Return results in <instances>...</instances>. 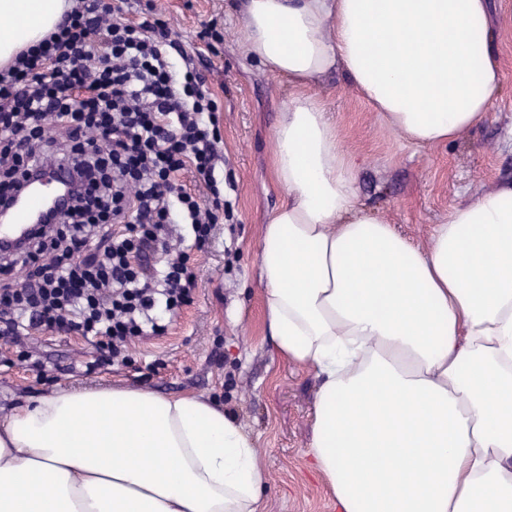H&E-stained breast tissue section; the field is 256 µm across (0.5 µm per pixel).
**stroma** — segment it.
<instances>
[{
	"instance_id": "1",
	"label": "stroma",
	"mask_w": 512,
	"mask_h": 512,
	"mask_svg": "<svg viewBox=\"0 0 512 512\" xmlns=\"http://www.w3.org/2000/svg\"><path fill=\"white\" fill-rule=\"evenodd\" d=\"M148 1L184 48L207 62L202 73L220 109L219 167L233 218L218 225L214 241L201 252L195 301L175 317L167 336L133 342L127 364L103 366L81 337H33L26 342V362L0 363V415L62 389L126 385L163 395L196 393L223 405L255 437L269 476L262 512H336L309 456L319 382L312 371L274 354L256 275L262 224L283 198L273 179L271 144L288 86L242 57L236 0L130 4ZM491 14L503 93L485 121L455 143L407 145L342 76L317 89L345 149L359 162L360 198L420 246L453 204L512 179V0H491ZM207 24L220 40H199Z\"/></svg>"
}]
</instances>
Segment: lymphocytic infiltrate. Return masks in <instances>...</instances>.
Masks as SVG:
<instances>
[{
  "instance_id": "lymphocytic-infiltrate-1",
  "label": "lymphocytic infiltrate",
  "mask_w": 512,
  "mask_h": 512,
  "mask_svg": "<svg viewBox=\"0 0 512 512\" xmlns=\"http://www.w3.org/2000/svg\"><path fill=\"white\" fill-rule=\"evenodd\" d=\"M128 4L81 0L0 70V204L49 157L79 179L63 221L0 251V336L78 335L103 363L166 335L230 213L215 95L167 24L127 19Z\"/></svg>"
}]
</instances>
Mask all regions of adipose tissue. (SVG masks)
<instances>
[{"instance_id":"adipose-tissue-1","label":"adipose tissue","mask_w":512,"mask_h":512,"mask_svg":"<svg viewBox=\"0 0 512 512\" xmlns=\"http://www.w3.org/2000/svg\"><path fill=\"white\" fill-rule=\"evenodd\" d=\"M71 0H0V68ZM238 43L286 81L284 192L257 278L275 352L319 381L309 454L336 512H512V181L425 247L359 198L318 82L408 144L458 140L503 92L490 0H243ZM252 435L196 394L60 390L0 421V512H259Z\"/></svg>"}]
</instances>
